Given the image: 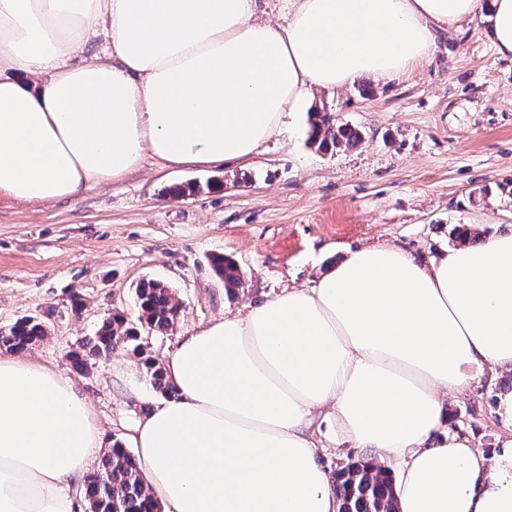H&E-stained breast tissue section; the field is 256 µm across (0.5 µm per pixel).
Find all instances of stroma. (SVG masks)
I'll return each instance as SVG.
<instances>
[{"label": "stroma", "instance_id": "1", "mask_svg": "<svg viewBox=\"0 0 512 512\" xmlns=\"http://www.w3.org/2000/svg\"><path fill=\"white\" fill-rule=\"evenodd\" d=\"M488 28L478 16L440 33L433 56L408 75L315 94L312 104L360 130L356 146L331 154L308 145L301 112L244 162L172 167L149 157L72 201L0 199V328L25 316L47 322L28 354L72 377L108 449L128 441L160 394L126 347L82 372L67 354L108 316L135 320L141 280L162 281L181 305L172 330L142 335L160 361L187 333L309 285L355 248L391 244L428 263L458 246L455 225H481L487 236L512 224V58L496 53ZM179 184L196 191L174 197ZM216 254L238 264L237 295L212 271ZM504 380L487 372L449 395V431L489 455L504 435L494 414ZM131 388L138 397H127ZM315 427L328 473L361 457L331 419Z\"/></svg>", "mask_w": 512, "mask_h": 512}]
</instances>
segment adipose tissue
<instances>
[{"label":"adipose tissue","instance_id":"obj_1","mask_svg":"<svg viewBox=\"0 0 512 512\" xmlns=\"http://www.w3.org/2000/svg\"><path fill=\"white\" fill-rule=\"evenodd\" d=\"M0 0V197L67 200L137 171L252 157L318 91L414 71L442 30L512 0ZM105 36L100 55L88 54ZM512 372V224L425 264L358 248L312 284L184 336L176 390L132 436L164 512H338L314 424L394 460L398 512H512V390L495 455L447 430L449 392ZM99 421L75 382L0 357V512H82ZM258 18L272 23H283L288 16V0L258 1Z\"/></svg>","mask_w":512,"mask_h":512}]
</instances>
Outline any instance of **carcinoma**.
Here are the masks:
<instances>
[{
    "instance_id": "carcinoma-1",
    "label": "carcinoma",
    "mask_w": 512,
    "mask_h": 512,
    "mask_svg": "<svg viewBox=\"0 0 512 512\" xmlns=\"http://www.w3.org/2000/svg\"><path fill=\"white\" fill-rule=\"evenodd\" d=\"M309 141L318 149L329 152L350 147L359 140V133L349 126L336 123L334 114L318 107L309 113ZM216 274L224 280V289L236 294L241 285L240 269L235 261L223 256L212 260ZM138 322L155 333L173 328L180 311L171 289L161 281L145 279L135 287ZM47 336L44 321L35 317L17 320L0 329V350L19 352ZM138 327L122 315L103 321L95 335L86 339L81 350L70 354L77 366L91 359L106 358L120 344L134 346L156 390L165 395L174 392L162 365L145 355ZM333 490L339 512H397L395 481L391 471L381 465L364 461L351 463L338 470ZM84 499L89 512H161V505L144 488L133 454L120 441H114L99 472L90 475L85 484Z\"/></svg>"
}]
</instances>
